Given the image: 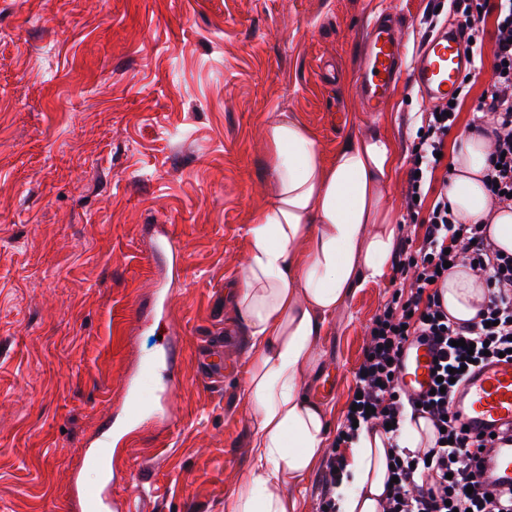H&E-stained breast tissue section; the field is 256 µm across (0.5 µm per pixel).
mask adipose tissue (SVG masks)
I'll return each mask as SVG.
<instances>
[{
    "instance_id": "adipose-tissue-1",
    "label": "adipose tissue",
    "mask_w": 512,
    "mask_h": 512,
    "mask_svg": "<svg viewBox=\"0 0 512 512\" xmlns=\"http://www.w3.org/2000/svg\"><path fill=\"white\" fill-rule=\"evenodd\" d=\"M274 192L248 226L250 254L234 286L236 310L252 347L246 376L254 409L256 459L224 512H293L282 484L306 475L326 442L328 414L304 393L318 357L315 340L352 289L387 273L397 235L381 206L393 166L389 141L354 135L324 162L314 134L278 113L267 129ZM488 139L465 135L453 149L448 203L469 224H484L512 252V208L492 205L483 185ZM449 317L471 319L485 295L468 266L439 286ZM389 444L362 431L336 489V512H382Z\"/></svg>"
}]
</instances>
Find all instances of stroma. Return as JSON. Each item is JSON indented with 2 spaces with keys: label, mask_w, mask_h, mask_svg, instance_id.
Listing matches in <instances>:
<instances>
[{
  "label": "stroma",
  "mask_w": 512,
  "mask_h": 512,
  "mask_svg": "<svg viewBox=\"0 0 512 512\" xmlns=\"http://www.w3.org/2000/svg\"><path fill=\"white\" fill-rule=\"evenodd\" d=\"M384 12L411 57L449 19L445 0H0V512H70L73 482L99 481L84 452L104 438L114 503L224 512L254 464L251 343L230 289L271 199L270 119L296 113L327 160L353 133L386 136L384 203L398 241H422L405 195L427 103L408 71L379 111L359 93ZM483 26L452 142L493 73L494 12ZM152 224L172 227L178 257L155 255ZM392 292L387 277L353 289L316 343L306 393L330 433ZM216 332L224 381L206 387L197 356ZM160 335L178 376L165 404L146 369Z\"/></svg>",
  "instance_id": "35a3bbf8"
}]
</instances>
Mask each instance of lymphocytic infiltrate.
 I'll use <instances>...</instances> for the list:
<instances>
[{
  "instance_id": "lymphocytic-infiltrate-1",
  "label": "lymphocytic infiltrate",
  "mask_w": 512,
  "mask_h": 512,
  "mask_svg": "<svg viewBox=\"0 0 512 512\" xmlns=\"http://www.w3.org/2000/svg\"><path fill=\"white\" fill-rule=\"evenodd\" d=\"M489 5L496 12L495 65L477 107L483 119L469 128L493 141L483 183L492 201L504 204L512 192V0H448L449 10L460 18L457 36L475 59L483 53L481 15ZM457 116V107L447 102L422 112L421 134L410 154L409 214H418L428 193L436 198L422 223L421 245L403 244L394 257L395 274L409 279L410 285L396 287L368 327L355 373L354 390L360 398L356 410L346 412L340 438L326 451L319 512H335L337 472L346 465L342 447L363 429L387 432L391 440L383 512H512V483H501L485 472L489 453L512 446V426L501 428L496 437L474 439L456 411L465 369L512 348V254L497 248L486 225L457 218L448 204L447 186H432L438 155ZM462 261L475 263L483 273L487 295L474 318L456 321L443 307L438 285L448 279L444 264ZM415 339L436 346V374L443 379L441 392L419 401L409 397L400 382L403 351ZM408 418L431 424L430 446H398Z\"/></svg>"
}]
</instances>
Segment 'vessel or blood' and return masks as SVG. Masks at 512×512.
<instances>
[{
	"mask_svg": "<svg viewBox=\"0 0 512 512\" xmlns=\"http://www.w3.org/2000/svg\"><path fill=\"white\" fill-rule=\"evenodd\" d=\"M468 63L460 41L450 30L433 35L413 61H406L404 45L392 21L373 24L365 40V65L359 75L361 96L370 111H378L392 96L405 68H412L414 80L426 99L438 103L456 92ZM200 375L204 384L220 382L224 368L223 344H211L199 353ZM433 354L428 346L415 345L404 356L403 383L412 393L427 390L431 381ZM456 410L471 434L490 433L512 422V362L487 363L468 377L457 395ZM89 464L99 466L102 479L96 489L74 482L73 494L80 512H112L109 496L112 466L101 445L88 448ZM487 470L497 478L512 480V447L499 448Z\"/></svg>",
	"mask_w": 512,
	"mask_h": 512,
	"instance_id": "1",
	"label": "vessel or blood"
}]
</instances>
